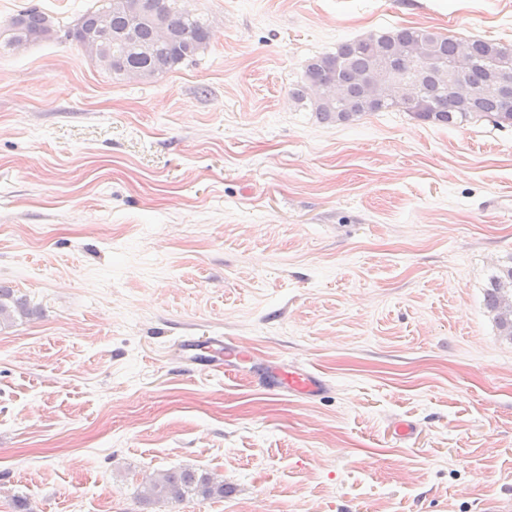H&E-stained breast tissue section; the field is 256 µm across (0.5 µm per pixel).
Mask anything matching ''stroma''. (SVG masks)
Listing matches in <instances>:
<instances>
[{
    "label": "stroma",
    "mask_w": 512,
    "mask_h": 512,
    "mask_svg": "<svg viewBox=\"0 0 512 512\" xmlns=\"http://www.w3.org/2000/svg\"><path fill=\"white\" fill-rule=\"evenodd\" d=\"M102 0H0L74 27ZM206 50L149 81L70 41L0 51V512H512V127L321 122L291 91L339 43L512 45V0H181ZM305 364L304 401L183 337ZM416 428L407 441L391 428ZM191 470L223 496L145 499ZM486 306L503 334L512 337V268L501 270L492 277L486 292ZM181 350L186 362L212 373H224V366H236L247 353L245 348L226 342L221 336H212L204 342L188 336L181 341Z\"/></svg>",
    "instance_id": "obj_1"
}]
</instances>
